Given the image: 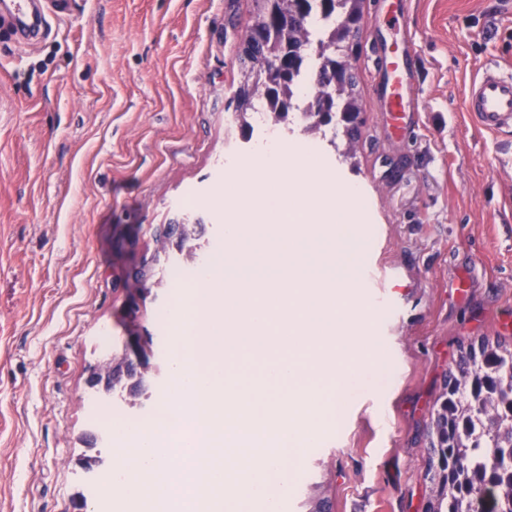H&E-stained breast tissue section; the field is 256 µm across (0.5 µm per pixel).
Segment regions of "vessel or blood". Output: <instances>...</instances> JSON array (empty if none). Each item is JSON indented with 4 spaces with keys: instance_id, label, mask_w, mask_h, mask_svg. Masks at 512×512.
<instances>
[{
    "instance_id": "obj_1",
    "label": "vessel or blood",
    "mask_w": 512,
    "mask_h": 512,
    "mask_svg": "<svg viewBox=\"0 0 512 512\" xmlns=\"http://www.w3.org/2000/svg\"><path fill=\"white\" fill-rule=\"evenodd\" d=\"M384 24L393 40L385 48L384 79L377 92L384 102L391 127L398 131L411 128L419 110L417 84L410 64L412 42L405 38L404 10L388 15ZM466 110L480 129L489 132L512 130V69L495 64L484 66L465 95Z\"/></svg>"
}]
</instances>
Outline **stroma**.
<instances>
[{"instance_id":"stroma-1","label":"stroma","mask_w":512,"mask_h":512,"mask_svg":"<svg viewBox=\"0 0 512 512\" xmlns=\"http://www.w3.org/2000/svg\"><path fill=\"white\" fill-rule=\"evenodd\" d=\"M404 3L420 110L395 133L375 92V18ZM254 0H71L39 40L0 22V512H73V458L88 432L87 367L157 320L174 291L136 317L130 272L186 198L210 209L238 164L224 158L226 103ZM352 66L362 124L338 136L324 176L365 192L374 226L363 268L395 277L396 311L352 322L377 339L389 376L309 449L279 512L317 494L332 512H424L435 404L460 350L512 348V136L480 130L465 92L490 62L512 65V0H365ZM263 360L226 367L266 389Z\"/></svg>"}]
</instances>
